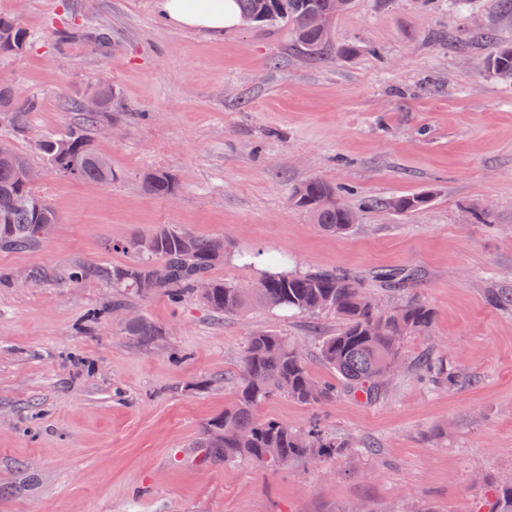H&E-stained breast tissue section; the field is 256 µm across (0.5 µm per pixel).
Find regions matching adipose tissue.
<instances>
[{
  "label": "adipose tissue",
  "mask_w": 512,
  "mask_h": 512,
  "mask_svg": "<svg viewBox=\"0 0 512 512\" xmlns=\"http://www.w3.org/2000/svg\"><path fill=\"white\" fill-rule=\"evenodd\" d=\"M157 8L173 26L211 35L223 34L242 22L235 0H157Z\"/></svg>",
  "instance_id": "obj_1"
}]
</instances>
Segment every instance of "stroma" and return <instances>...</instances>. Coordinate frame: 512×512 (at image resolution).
<instances>
[{
	"label": "stroma",
	"mask_w": 512,
	"mask_h": 512,
	"mask_svg": "<svg viewBox=\"0 0 512 512\" xmlns=\"http://www.w3.org/2000/svg\"><path fill=\"white\" fill-rule=\"evenodd\" d=\"M0 15L30 34L24 52L0 54V80L42 101L25 133L0 116V139L40 171L59 214L44 243L0 251V512H481L512 481V306L487 302L512 293V78L476 37L512 44L501 0H353L331 25L340 52L327 61L297 51L286 25L213 40L172 27L156 0H0ZM64 22L105 33L107 47L58 44ZM104 80L119 104L92 139L115 178L62 177L36 142L77 123L64 100ZM149 169L177 193L145 195ZM313 178L350 187L343 201L359 220L347 234L291 202ZM420 192L431 200L413 213L361 207ZM171 224L223 238L214 275L241 286L280 253L292 271H350L384 305L416 295L433 309L375 400L343 389L316 407L276 396L257 408L297 430L318 423L351 453L263 472L195 448L235 398L250 334L288 336L331 380L317 348L338 322L265 308L225 317L194 298L70 283L76 267L130 262L113 241ZM384 269L417 279L387 288ZM116 303L160 336L143 343L97 318ZM429 353L456 372L454 388L421 378Z\"/></svg>",
	"instance_id": "stroma-1"
}]
</instances>
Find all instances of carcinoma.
Here are the masks:
<instances>
[{
  "label": "carcinoma",
  "mask_w": 512,
  "mask_h": 512,
  "mask_svg": "<svg viewBox=\"0 0 512 512\" xmlns=\"http://www.w3.org/2000/svg\"><path fill=\"white\" fill-rule=\"evenodd\" d=\"M242 14L254 15L260 23L287 25L299 49L314 58L331 56L325 29L305 24L308 16L327 11L328 0H238ZM8 25L0 28V53L19 52V42H29V32L13 18L1 16ZM492 68L500 75L512 76V47H500L491 57ZM105 100V111L85 112L82 103L70 101L67 106L83 113V123L64 135L44 134L38 147L54 171L64 177L87 182L109 183L114 178L112 164L100 154L87 137L86 129L98 125L112 111L116 100L112 84L99 83ZM42 102L35 96L23 99L8 88L0 87V112H8L18 129H24L23 114L37 112ZM16 158L0 163V251L34 247L43 238L39 226L46 219L58 221V214L49 200L36 209L28 186L20 178L22 166L29 164L25 153L15 150ZM141 185L149 197H168L177 193L178 185L167 172L149 169L141 175ZM291 199L324 231L343 235L352 228L356 212L344 205L338 189L329 182L311 179L293 187ZM428 199L422 194L368 200L366 209H391L399 213L416 211ZM157 235L155 252L145 254L138 248V239L119 241L112 249L133 255L130 263L112 269L75 268L69 281L77 284L90 276L112 281V287L133 290L144 296L165 295L180 303L196 295L195 284L208 279L212 288L203 302L224 316L241 314L251 308H288L302 314L320 312L333 314L338 320L336 331L323 338L319 355L336 378L353 394L367 400L375 398L385 383L384 375L401 362L403 337L428 331L434 323V312L420 298L413 297L400 307L386 310L379 307L363 290L361 281L345 270H313L306 272L277 271L266 274L271 280L263 293L228 283L213 275L218 262L211 258L213 238L189 233L177 226H164ZM390 288H403L415 279L412 273L388 269L379 273ZM125 333L147 342L159 330L147 319L140 318L124 325ZM419 371L432 381L452 388L457 376L441 360L425 358ZM239 379L233 404L224 409V416L208 424L195 447L218 455L232 464L242 458L261 471L287 465L299 459L315 461L325 456H342L352 445L337 437L325 435L313 427L306 432L294 430L276 420L257 417L259 404L280 394L304 406H318L336 399L338 385L316 378L309 370L301 349L288 337L276 332L251 334L239 368ZM489 512H512V483L497 489Z\"/></svg>",
  "instance_id": "carcinoma-1"
}]
</instances>
